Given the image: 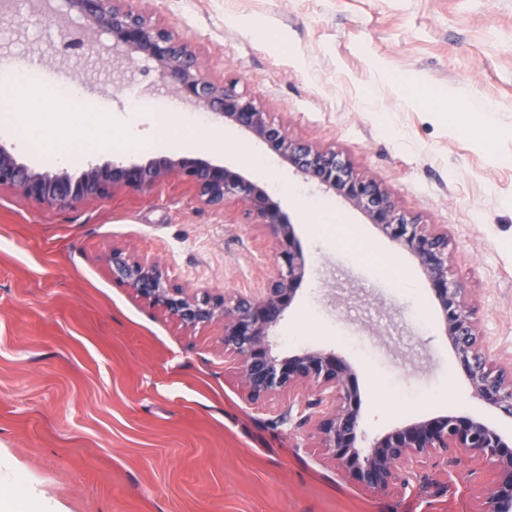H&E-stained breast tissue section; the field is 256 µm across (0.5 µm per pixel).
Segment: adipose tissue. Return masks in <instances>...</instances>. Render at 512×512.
Segmentation results:
<instances>
[{"label":"adipose tissue","mask_w":512,"mask_h":512,"mask_svg":"<svg viewBox=\"0 0 512 512\" xmlns=\"http://www.w3.org/2000/svg\"><path fill=\"white\" fill-rule=\"evenodd\" d=\"M0 512H65L62 502L25 476L14 458L0 451Z\"/></svg>","instance_id":"ef3b65f1"}]
</instances>
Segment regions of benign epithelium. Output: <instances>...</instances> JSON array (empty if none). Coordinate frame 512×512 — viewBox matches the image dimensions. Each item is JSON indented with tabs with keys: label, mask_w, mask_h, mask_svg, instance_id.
Returning a JSON list of instances; mask_svg holds the SVG:
<instances>
[{
	"label": "benign epithelium",
	"mask_w": 512,
	"mask_h": 512,
	"mask_svg": "<svg viewBox=\"0 0 512 512\" xmlns=\"http://www.w3.org/2000/svg\"><path fill=\"white\" fill-rule=\"evenodd\" d=\"M53 2L60 19L73 13L81 19L80 27L67 34L71 41L92 48L96 36L109 35L116 58L129 64L152 63L176 97L222 125L240 128L304 178L341 197L409 252L425 275L444 335L473 397L512 418V367L497 363L482 346L477 309L465 300L464 288L452 274L448 229L425 224L419 215L401 208L385 184L359 174L336 148L291 137L255 97L238 91L232 80H215L203 73L187 41L151 24L126 0ZM172 180L187 186L199 205L212 210L224 209L231 200L242 203L246 217L266 228L276 241L273 276L257 295L226 296L211 288L179 285L166 267L114 248L107 262L117 283L188 329L218 327L224 354L236 365L244 399L259 404L288 395V408L280 420H292L296 406L298 425L314 421L321 448L353 484L383 494L398 484L408 486L413 466L431 455L463 452L491 468L478 512H512L511 433L477 417L446 413L399 424L367 443L361 429L362 394L342 356L326 349L282 357L272 354V331L300 289L306 261L294 225L280 204L240 169L183 155L128 164L91 163L73 175L65 169H35L0 143V190H11L43 208L68 211L121 194L146 196ZM307 388L314 390L315 399L300 398ZM320 407L323 411L315 416L304 414Z\"/></svg>",
	"instance_id": "7a95c632"
}]
</instances>
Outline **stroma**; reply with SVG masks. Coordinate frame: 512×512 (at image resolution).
Instances as JSON below:
<instances>
[{"instance_id": "35a3bbf8", "label": "stroma", "mask_w": 512, "mask_h": 512, "mask_svg": "<svg viewBox=\"0 0 512 512\" xmlns=\"http://www.w3.org/2000/svg\"><path fill=\"white\" fill-rule=\"evenodd\" d=\"M233 79L290 135L333 146L400 206L447 228L452 269L478 309L485 349L512 365V0H134ZM67 45L49 21L0 16V62L33 61L80 87L70 123L11 99L0 142L37 169L190 153L165 123L183 104L157 73ZM141 106L136 136L123 120ZM499 131L486 135L487 126ZM216 162L264 157L306 258L274 350L336 351L363 396L366 437L430 414L479 410L413 257L334 194L237 128ZM64 151L57 164L50 155ZM342 225L319 229L318 201ZM114 247L178 282L225 294L262 287L275 241L241 203L215 212L170 182L74 211L0 191V448L66 512H475L485 466L435 454L407 488L350 483L312 426L283 423L287 397L247 404L215 328L179 326L112 279ZM415 285L377 273L372 253Z\"/></svg>"}]
</instances>
